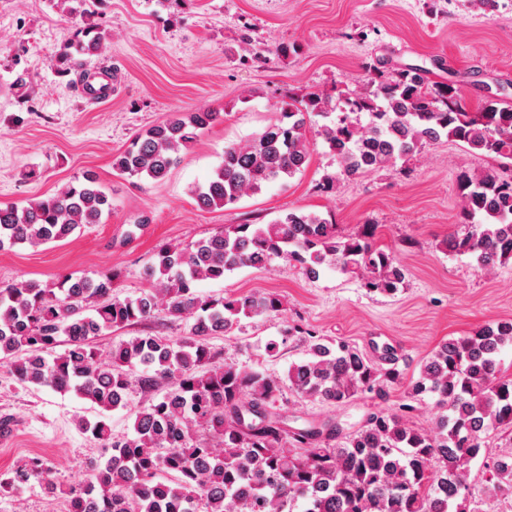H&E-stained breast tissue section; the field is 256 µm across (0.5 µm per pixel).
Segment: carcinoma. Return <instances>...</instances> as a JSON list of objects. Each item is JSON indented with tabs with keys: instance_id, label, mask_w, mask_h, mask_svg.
Here are the masks:
<instances>
[{
	"instance_id": "cac0c4a2",
	"label": "carcinoma",
	"mask_w": 512,
	"mask_h": 512,
	"mask_svg": "<svg viewBox=\"0 0 512 512\" xmlns=\"http://www.w3.org/2000/svg\"><path fill=\"white\" fill-rule=\"evenodd\" d=\"M85 22L53 57L62 76L82 75L86 57L105 50L108 31L93 21L102 0H79ZM367 79L344 97L312 92L301 106L282 103L280 118L244 144L224 147L223 161L190 193L201 210L238 203L285 182L309 165V116L327 119L317 130L336 156V178H355L450 139L495 162L458 175L459 229L443 241L475 270L488 272L512 259V101L485 95L468 107L460 81L435 82L407 66H365ZM211 108L172 112L112 156L119 176L160 181L199 133L223 120ZM112 213V195L92 173L25 205L0 203V249L36 248L63 241L85 224ZM377 227L344 235L315 212L293 208L267 224H234L185 246L166 245L147 270V286L134 298L112 297V277H66L57 283L21 281L0 287V363L22 383L74 392L100 408L82 423L109 457L76 489L53 481L36 457L0 481L5 491L41 479L66 512H475L469 465L480 459L487 491L512 497V461L487 455L485 439L512 429V377L499 355L512 347V320L450 337L422 364L406 388L408 403L373 414L336 447V426L288 431L272 404L282 384L267 374L215 364L209 339L231 333L243 318L279 315L275 293L203 298L202 282H221L244 267L284 258L309 278L324 268L361 278L371 292L393 296L408 269L376 245ZM163 311L192 320L179 339L134 336L103 360L95 340L105 331L141 323ZM67 348L55 353L59 337ZM307 358L290 365L289 386L330 406L398 380L389 347L374 363L344 340L308 336ZM170 386L141 407L134 434L114 439L108 413L127 406L133 387ZM430 393L446 411L435 433L408 422L410 402Z\"/></svg>"
}]
</instances>
